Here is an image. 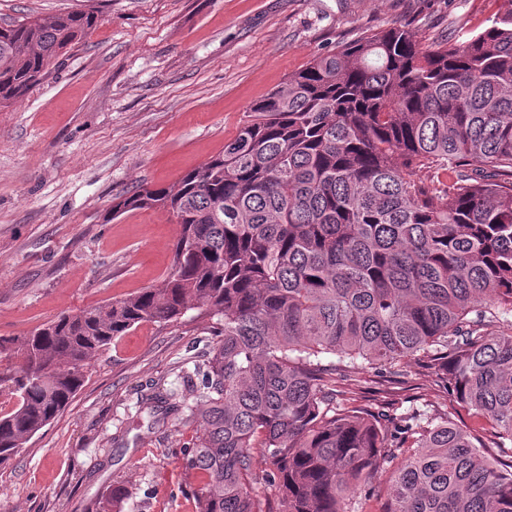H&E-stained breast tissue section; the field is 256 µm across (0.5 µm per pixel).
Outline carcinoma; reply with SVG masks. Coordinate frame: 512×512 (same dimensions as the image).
<instances>
[{
	"label": "carcinoma",
	"mask_w": 512,
	"mask_h": 512,
	"mask_svg": "<svg viewBox=\"0 0 512 512\" xmlns=\"http://www.w3.org/2000/svg\"><path fill=\"white\" fill-rule=\"evenodd\" d=\"M99 21L93 10L0 24V107L21 100ZM179 225L169 274L127 298L0 336V468L84 385L95 357L142 322L198 308L219 339L199 382L151 408L196 424L197 512H346L383 479V512H512L495 464L448 417L335 405L357 362L433 368L450 397L512 448V0L464 40L404 26L363 32L247 110L237 135L173 185H141L112 215ZM496 322L505 329L484 331ZM408 448L395 461L391 447Z\"/></svg>",
	"instance_id": "cac0c4a2"
}]
</instances>
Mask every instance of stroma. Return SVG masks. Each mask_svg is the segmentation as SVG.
<instances>
[{
	"label": "stroma",
	"instance_id": "obj_1",
	"mask_svg": "<svg viewBox=\"0 0 512 512\" xmlns=\"http://www.w3.org/2000/svg\"><path fill=\"white\" fill-rule=\"evenodd\" d=\"M100 20L20 102L0 109V336L158 284L179 233L166 214L111 216L140 185L166 187L224 148L248 108L364 31L409 28L423 44L483 20L495 0H0V23L59 11ZM188 311L143 323L93 361L69 407L0 468V512H196L186 468L195 434L160 416L156 388L183 397L214 338ZM350 405L401 414L426 405L477 421L431 371L402 360L365 369Z\"/></svg>",
	"mask_w": 512,
	"mask_h": 512
}]
</instances>
